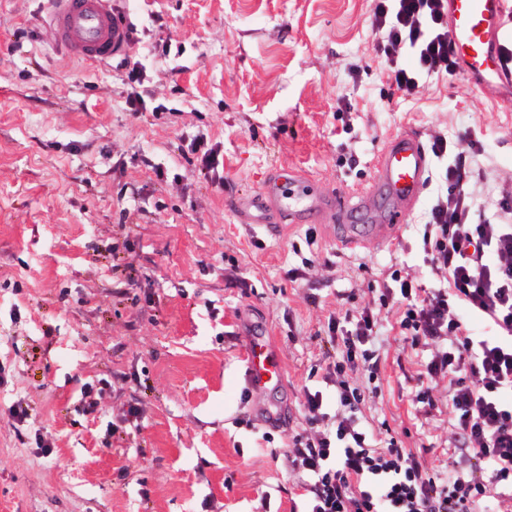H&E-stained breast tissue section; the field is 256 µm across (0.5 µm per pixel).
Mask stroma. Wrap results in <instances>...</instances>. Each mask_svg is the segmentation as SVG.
Here are the masks:
<instances>
[{"instance_id": "obj_1", "label": "stroma", "mask_w": 512, "mask_h": 512, "mask_svg": "<svg viewBox=\"0 0 512 512\" xmlns=\"http://www.w3.org/2000/svg\"><path fill=\"white\" fill-rule=\"evenodd\" d=\"M119 6L133 41L106 67L57 51L46 0H0V512H293L304 488L283 448L311 429L305 393L336 407L329 317L376 308L396 269L426 289L442 281L420 243L444 164L394 242L361 250L328 224L273 236L241 223L224 188L259 191L290 169L361 194L388 141L412 130L483 147L475 202L488 209L512 196V89L485 94L460 70L404 95L373 0ZM198 136L219 153L223 188L189 150ZM376 310L380 380L356 417L444 469L462 456L448 379L432 382L440 410L416 403L431 350L400 336L396 308ZM255 324L282 388L248 383ZM267 405L284 426L268 427Z\"/></svg>"}]
</instances>
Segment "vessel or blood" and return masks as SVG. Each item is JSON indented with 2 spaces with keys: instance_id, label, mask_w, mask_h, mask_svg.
Listing matches in <instances>:
<instances>
[{
  "instance_id": "obj_1",
  "label": "vessel or blood",
  "mask_w": 512,
  "mask_h": 512,
  "mask_svg": "<svg viewBox=\"0 0 512 512\" xmlns=\"http://www.w3.org/2000/svg\"><path fill=\"white\" fill-rule=\"evenodd\" d=\"M49 31L57 46L88 63L125 55L132 34L114 0H49ZM512 0H448V46L467 73L484 90L512 83V67L503 58L498 34ZM430 154L419 135L407 131L382 151L368 192L359 196L323 194L307 177L280 171L264 191L251 195L226 192L224 205L245 224L270 234L282 225L308 219L335 224L341 245H381L395 237L406 216L420 203L430 170ZM379 206L384 221L372 224L368 214ZM253 388H279L284 376L271 351L269 336L252 331L246 347Z\"/></svg>"
}]
</instances>
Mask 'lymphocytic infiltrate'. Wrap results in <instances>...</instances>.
<instances>
[{
  "mask_svg": "<svg viewBox=\"0 0 512 512\" xmlns=\"http://www.w3.org/2000/svg\"><path fill=\"white\" fill-rule=\"evenodd\" d=\"M373 24L384 33L388 76L404 94L417 93L422 76L457 72L448 47V0H376ZM404 49L414 67L400 62ZM444 178L447 190L430 209L422 249L431 270L447 273L445 286L427 290L396 272L379 303L397 305L399 332L412 347L434 346L415 398L437 408L430 381L447 377L466 457L430 473L400 440L356 423L364 392L347 372L360 366L376 378L374 340L382 326L368 309L348 325L332 317L326 334L343 343L326 367L337 410L324 413L322 394L307 393L315 431L295 435L287 446L294 467L310 480L301 512H498L500 497L512 490V200H497L495 218L477 214L480 175L462 151ZM469 314L490 325L493 336H471Z\"/></svg>",
  "mask_w": 512,
  "mask_h": 512,
  "instance_id": "obj_1",
  "label": "lymphocytic infiltrate"
}]
</instances>
